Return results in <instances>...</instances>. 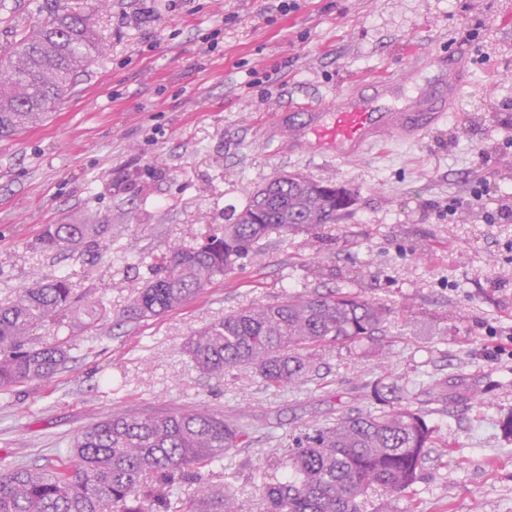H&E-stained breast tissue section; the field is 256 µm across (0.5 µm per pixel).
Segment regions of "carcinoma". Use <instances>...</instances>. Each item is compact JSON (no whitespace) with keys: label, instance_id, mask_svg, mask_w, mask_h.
I'll return each mask as SVG.
<instances>
[{"label":"carcinoma","instance_id":"1","mask_svg":"<svg viewBox=\"0 0 512 512\" xmlns=\"http://www.w3.org/2000/svg\"><path fill=\"white\" fill-rule=\"evenodd\" d=\"M103 48L92 15L51 8L0 59V138L42 122ZM353 197L344 187L302 174L258 189L224 231L177 251L163 273L136 289L127 309L148 321L183 305L217 276L232 272L272 231L286 234L332 224ZM105 224H50L41 244L89 248ZM73 291L63 276L21 290L0 306V391L47 382L80 347L71 333L37 345L31 332L50 320L64 328ZM396 311L341 288L299 292L224 315L188 337L182 352L201 372L221 378L237 369L268 388L301 385L319 371L324 346L356 344L387 331ZM374 401L354 414L316 424L299 436L284 478L265 484L263 512H359L358 499L381 490L406 495L429 449L445 447L438 428L408 401ZM246 430L206 408L170 413L117 410L82 429L49 467L0 470V512H245L229 491H200L185 499L179 485L246 444ZM155 479L151 509L144 476Z\"/></svg>","mask_w":512,"mask_h":512}]
</instances>
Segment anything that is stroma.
Segmentation results:
<instances>
[{
	"label": "stroma",
	"mask_w": 512,
	"mask_h": 512,
	"mask_svg": "<svg viewBox=\"0 0 512 512\" xmlns=\"http://www.w3.org/2000/svg\"><path fill=\"white\" fill-rule=\"evenodd\" d=\"M0 55L43 16L8 0ZM54 0L94 12L104 50L47 119L0 139V305L60 273L107 314L46 383L0 392V466L45 465L113 410L204 407L241 420L249 447L205 473L258 512L292 438L364 406L392 378L448 437L411 493L369 492L362 512H512V0ZM470 83L447 125L357 161L288 142L302 103L329 107L357 82L423 79L456 52ZM300 173L350 190L333 224L264 238L186 304L125 316L135 284L174 249L231 223L260 186ZM487 180L483 209L469 192ZM456 214H449V203ZM506 217L485 223L484 211ZM49 224H105L95 248L46 249ZM343 288L406 308L370 354L326 350L316 384L210 379L181 346L224 314Z\"/></svg>",
	"instance_id": "35a3bbf8"
}]
</instances>
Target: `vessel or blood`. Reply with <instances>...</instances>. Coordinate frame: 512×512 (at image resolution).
Segmentation results:
<instances>
[{"mask_svg":"<svg viewBox=\"0 0 512 512\" xmlns=\"http://www.w3.org/2000/svg\"><path fill=\"white\" fill-rule=\"evenodd\" d=\"M468 77V60L449 57L447 74L426 86L379 78L359 84L336 108L304 106V119L291 125L289 140L316 155L354 160L381 145L383 137L412 139L456 111Z\"/></svg>","mask_w":512,"mask_h":512,"instance_id":"vessel-or-blood-1","label":"vessel or blood"}]
</instances>
